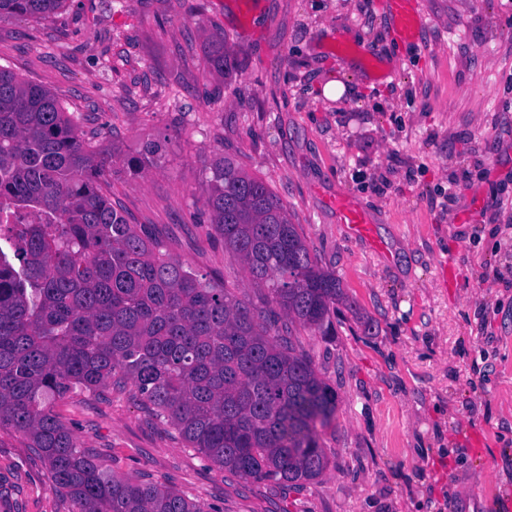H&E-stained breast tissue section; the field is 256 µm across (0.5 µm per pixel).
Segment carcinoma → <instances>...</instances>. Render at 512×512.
I'll list each match as a JSON object with an SVG mask.
<instances>
[{
  "instance_id": "cac0c4a2",
  "label": "carcinoma",
  "mask_w": 512,
  "mask_h": 512,
  "mask_svg": "<svg viewBox=\"0 0 512 512\" xmlns=\"http://www.w3.org/2000/svg\"><path fill=\"white\" fill-rule=\"evenodd\" d=\"M63 2L0 0V19ZM161 150L121 158L86 143L55 94L0 68V211L16 220L13 256L0 248V428L46 459L68 512H206L79 448L53 411L77 388L133 383L187 447L242 479L302 488L330 463L317 425L336 390L277 322L334 335L340 281L270 187L228 157L211 169V224L270 300L254 306L173 260L104 191L114 162L137 172Z\"/></svg>"
}]
</instances>
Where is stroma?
<instances>
[{
  "mask_svg": "<svg viewBox=\"0 0 512 512\" xmlns=\"http://www.w3.org/2000/svg\"><path fill=\"white\" fill-rule=\"evenodd\" d=\"M421 2L413 44L389 38L378 0H65L0 19V67L52 91L87 142L162 144L141 174L115 166L108 194L175 260L267 300L205 206L228 157L280 198L348 297L334 336L293 330L336 390L318 480L242 479L134 385L75 390L54 411L117 475L206 512H498L496 490H512V0ZM339 194L371 212L384 253L340 224ZM67 510L43 457L0 429V512Z\"/></svg>",
  "mask_w": 512,
  "mask_h": 512,
  "instance_id": "1",
  "label": "stroma"
}]
</instances>
